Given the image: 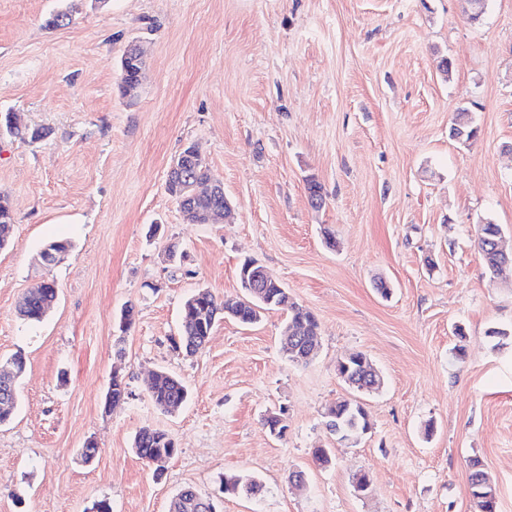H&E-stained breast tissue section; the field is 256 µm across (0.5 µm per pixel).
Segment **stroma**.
<instances>
[{"label": "stroma", "mask_w": 512, "mask_h": 512, "mask_svg": "<svg viewBox=\"0 0 512 512\" xmlns=\"http://www.w3.org/2000/svg\"><path fill=\"white\" fill-rule=\"evenodd\" d=\"M75 2L71 23L48 29L59 0H0V111L42 133L0 138L15 216L0 250V365L26 358L0 424V512H168L186 487L217 512H474L473 458L512 512V267L490 275L477 246L490 220L512 252V0H486L477 24L468 0ZM133 43L145 66L130 100L120 60ZM462 108L479 129L466 144L449 135ZM189 143L224 184L226 221L186 223L166 190ZM61 238L70 251L43 265ZM172 240L184 261L166 260ZM247 258L317 317L309 364L283 352L282 310L219 319L196 355L174 348L185 298L241 295ZM43 281L53 308L20 319L17 301ZM358 351L378 391L339 378ZM159 369L189 390L177 414L146 390ZM116 376L128 395L108 411ZM343 399L371 423L355 443L329 427ZM271 412L283 436L265 428ZM146 426L176 443L159 478L133 448ZM230 474L263 494L225 495ZM7 363L12 364L18 374V378L15 380V388L17 380L21 377V375L24 373L26 368V359L22 353H15L11 356L10 359L7 360ZM17 409V388H16V396L13 397L11 392L8 396H5L3 394L2 387L0 388V424L9 421L13 415L15 414Z\"/></svg>", "instance_id": "stroma-1"}]
</instances>
